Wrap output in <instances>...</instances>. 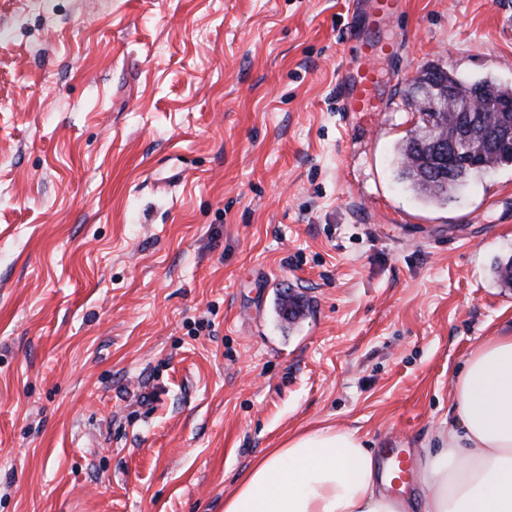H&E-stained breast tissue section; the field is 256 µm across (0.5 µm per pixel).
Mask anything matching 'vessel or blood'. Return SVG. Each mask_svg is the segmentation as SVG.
<instances>
[{
  "mask_svg": "<svg viewBox=\"0 0 512 512\" xmlns=\"http://www.w3.org/2000/svg\"><path fill=\"white\" fill-rule=\"evenodd\" d=\"M401 0H356L354 14L357 26L351 34L357 47L356 55L350 56L339 81V105L345 112H368L374 107L376 80L373 63L382 58L392 60L396 46L376 42L372 33L397 14ZM381 454L395 476L403 480L411 469V460L404 449L385 448Z\"/></svg>",
  "mask_w": 512,
  "mask_h": 512,
  "instance_id": "obj_1",
  "label": "vessel or blood"
}]
</instances>
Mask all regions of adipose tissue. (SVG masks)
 <instances>
[{"label":"adipose tissue","instance_id":"obj_1","mask_svg":"<svg viewBox=\"0 0 512 512\" xmlns=\"http://www.w3.org/2000/svg\"><path fill=\"white\" fill-rule=\"evenodd\" d=\"M451 396L454 419L420 467L427 512H512V336L477 346ZM389 483L356 432L320 429L259 458L224 512H412Z\"/></svg>","mask_w":512,"mask_h":512}]
</instances>
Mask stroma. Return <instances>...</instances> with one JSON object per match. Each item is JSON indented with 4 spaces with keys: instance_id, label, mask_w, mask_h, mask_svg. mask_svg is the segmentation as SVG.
Listing matches in <instances>:
<instances>
[{
    "instance_id": "stroma-1",
    "label": "stroma",
    "mask_w": 512,
    "mask_h": 512,
    "mask_svg": "<svg viewBox=\"0 0 512 512\" xmlns=\"http://www.w3.org/2000/svg\"><path fill=\"white\" fill-rule=\"evenodd\" d=\"M351 30L352 0H0V512H224L321 428L435 447L512 336V165L421 202L404 94L512 85V0H403L375 112L338 109Z\"/></svg>"
}]
</instances>
